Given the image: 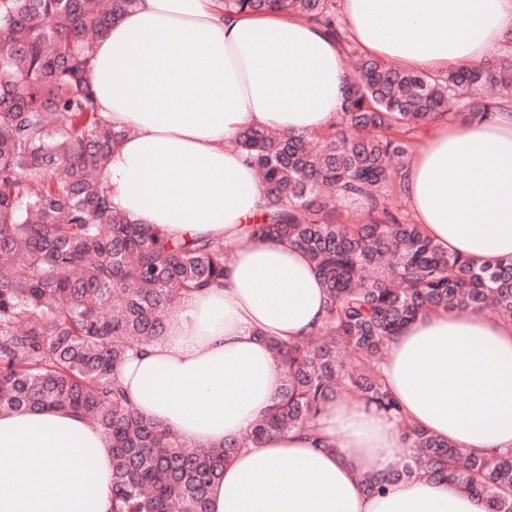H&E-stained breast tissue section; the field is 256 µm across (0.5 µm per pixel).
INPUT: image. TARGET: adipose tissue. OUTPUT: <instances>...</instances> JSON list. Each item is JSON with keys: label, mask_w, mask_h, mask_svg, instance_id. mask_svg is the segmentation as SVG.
Masks as SVG:
<instances>
[{"label": "adipose tissue", "mask_w": 512, "mask_h": 512, "mask_svg": "<svg viewBox=\"0 0 512 512\" xmlns=\"http://www.w3.org/2000/svg\"><path fill=\"white\" fill-rule=\"evenodd\" d=\"M343 30L370 56L445 72L490 60L512 32V0H342ZM342 40L278 10L224 0H138L97 40L90 81L125 129L102 179L112 206L172 239L237 243L222 284L183 293L162 336L131 352L119 380L136 410L196 446L241 439L272 405L283 370L269 339L324 318V289L293 244L244 236L265 189L244 130L311 134L342 110L352 76ZM416 223L451 254L512 260V102L434 123L402 183ZM381 372L406 418L477 454L512 451V322L429 310L389 343ZM240 449L210 488L209 512H480L426 477L370 495L406 442L395 418L335 400L315 421ZM104 432L67 411L0 413V512H112Z\"/></svg>", "instance_id": "1"}]
</instances>
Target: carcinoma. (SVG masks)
Masks as SVG:
<instances>
[{
	"mask_svg": "<svg viewBox=\"0 0 512 512\" xmlns=\"http://www.w3.org/2000/svg\"><path fill=\"white\" fill-rule=\"evenodd\" d=\"M136 3L0 0V412L64 410L99 426L112 444V512H209V488L239 449L294 428L320 446L312 423L347 394L392 414L410 440L403 461L365 480L366 493L423 473L459 485L481 512H512V453L473 455L409 424L381 374L388 342L423 311L512 321V261L448 254L387 206L407 134L493 111L512 85V53L442 75L364 58L339 123L311 135L243 133L267 195L254 231L308 254L325 319L311 336L270 340L283 387L253 429L197 447L140 415L114 379L128 353L162 335L182 292L222 282L229 252L221 238L176 241L133 224L101 188L126 131L101 114L92 49ZM270 6L341 36L335 0H224L227 11ZM339 203L362 206L368 222H336Z\"/></svg>",
	"mask_w": 512,
	"mask_h": 512,
	"instance_id": "obj_1",
	"label": "carcinoma"
}]
</instances>
